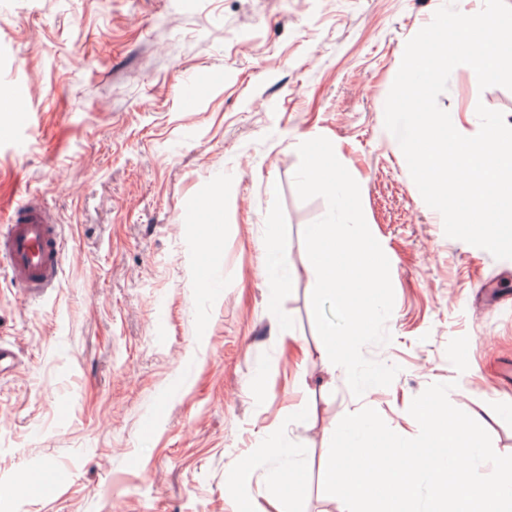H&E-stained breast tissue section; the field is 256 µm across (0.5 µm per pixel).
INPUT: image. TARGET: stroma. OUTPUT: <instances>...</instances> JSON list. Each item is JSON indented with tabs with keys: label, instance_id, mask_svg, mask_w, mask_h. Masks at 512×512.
<instances>
[{
	"label": "stroma",
	"instance_id": "1",
	"mask_svg": "<svg viewBox=\"0 0 512 512\" xmlns=\"http://www.w3.org/2000/svg\"><path fill=\"white\" fill-rule=\"evenodd\" d=\"M445 0H0V96L27 121L0 141V222L27 197L73 259L28 301L0 270V512H345L323 490L343 416L375 409L401 436L429 384L512 455V259L447 237L384 106L405 45ZM201 77L195 108L177 98ZM512 126V91L451 73L440 108L463 135L477 104ZM322 136L358 182L390 262L400 368L366 398L322 360L303 239L298 145ZM291 271L277 301L267 242ZM222 288L203 292L198 263ZM307 469L278 488L259 439ZM49 468L44 484L34 470Z\"/></svg>",
	"mask_w": 512,
	"mask_h": 512
}]
</instances>
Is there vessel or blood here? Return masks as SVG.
<instances>
[{
    "mask_svg": "<svg viewBox=\"0 0 512 512\" xmlns=\"http://www.w3.org/2000/svg\"><path fill=\"white\" fill-rule=\"evenodd\" d=\"M199 91V78L184 76L177 91L180 105L194 108ZM0 110L17 115L15 125L0 127V141L15 140L19 124L26 120L19 97L1 98ZM66 254L67 247L56 224L31 201L22 202L7 223L0 225V264L9 270L12 285L28 297H41L54 287Z\"/></svg>",
    "mask_w": 512,
    "mask_h": 512,
    "instance_id": "b4317fda",
    "label": "vessel or blood"
}]
</instances>
